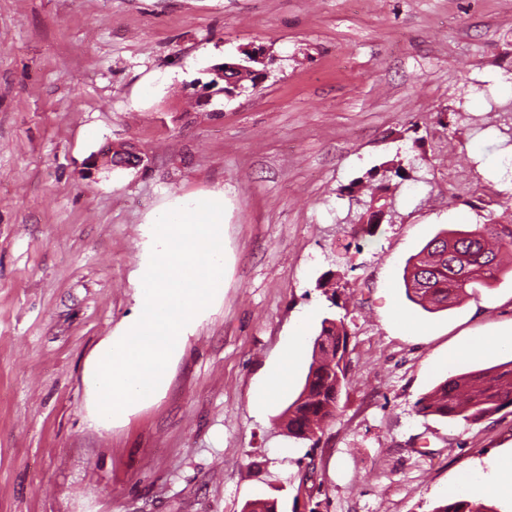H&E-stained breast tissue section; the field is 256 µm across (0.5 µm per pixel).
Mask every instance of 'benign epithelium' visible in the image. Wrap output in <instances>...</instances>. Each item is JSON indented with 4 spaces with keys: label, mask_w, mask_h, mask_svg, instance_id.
<instances>
[{
    "label": "benign epithelium",
    "mask_w": 512,
    "mask_h": 512,
    "mask_svg": "<svg viewBox=\"0 0 512 512\" xmlns=\"http://www.w3.org/2000/svg\"><path fill=\"white\" fill-rule=\"evenodd\" d=\"M263 59L264 55L257 51L247 57L245 64L225 61L213 65L208 69L212 78L205 83L196 84L197 90L194 92L196 104L205 107L210 105L216 96L223 95L227 98L236 96L245 89L247 82L253 86L261 83L267 77V71L264 68L257 69L253 67V64L261 63ZM117 150L123 151L129 156L130 162L126 164L128 168L138 167L145 161V156L130 144L108 141L88 157L89 169L101 170L112 165V154Z\"/></svg>",
    "instance_id": "7a95c632"
}]
</instances>
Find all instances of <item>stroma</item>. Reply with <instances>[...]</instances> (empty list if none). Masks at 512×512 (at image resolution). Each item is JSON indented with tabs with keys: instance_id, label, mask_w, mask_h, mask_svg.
Returning <instances> with one entry per match:
<instances>
[{
	"instance_id": "1",
	"label": "stroma",
	"mask_w": 512,
	"mask_h": 512,
	"mask_svg": "<svg viewBox=\"0 0 512 512\" xmlns=\"http://www.w3.org/2000/svg\"><path fill=\"white\" fill-rule=\"evenodd\" d=\"M265 46L257 89L195 107L186 88ZM512 0H0V512H433L512 448V411L422 415L461 341L512 340V273L430 313L407 260L438 232L512 222ZM144 165L88 173L107 141ZM390 207L353 230L384 171ZM224 194V295L165 392L89 426L82 370L136 309L146 221L174 195ZM348 381L319 445L276 418L328 311ZM305 323L267 411L256 387ZM496 512L512 500L485 492Z\"/></svg>"
}]
</instances>
